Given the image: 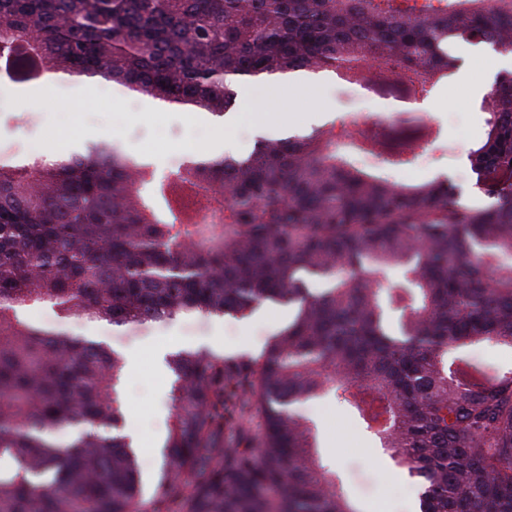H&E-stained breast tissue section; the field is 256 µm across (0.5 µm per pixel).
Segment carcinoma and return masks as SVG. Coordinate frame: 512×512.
Returning <instances> with one entry per match:
<instances>
[{"mask_svg": "<svg viewBox=\"0 0 512 512\" xmlns=\"http://www.w3.org/2000/svg\"><path fill=\"white\" fill-rule=\"evenodd\" d=\"M456 42L512 56V0H0V79L110 81L215 118L251 80L321 78L426 98ZM336 142V125L188 157L161 177L108 139L0 162V512H359L292 406L331 398L417 479L419 512H512V71L469 151L488 199L392 184L351 155L412 164L421 121ZM406 269V283L380 272ZM327 287L313 292L307 280ZM291 316L257 356L165 357L164 464L145 493L122 430L124 355L62 330L189 314ZM35 309L57 317L33 320ZM471 354L477 363L487 367L490 371L496 370L504 362H510V355H504L498 350L489 346H477L470 349Z\"/></svg>", "mask_w": 512, "mask_h": 512, "instance_id": "cac0c4a2", "label": "carcinoma"}]
</instances>
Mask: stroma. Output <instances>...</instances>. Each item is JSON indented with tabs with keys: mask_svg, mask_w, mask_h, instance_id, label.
<instances>
[{
	"mask_svg": "<svg viewBox=\"0 0 512 512\" xmlns=\"http://www.w3.org/2000/svg\"><path fill=\"white\" fill-rule=\"evenodd\" d=\"M494 75L491 68L475 69L471 56H464L459 71L424 101L383 97L373 86H348L337 76L322 79L312 88L289 81H254L250 108L236 109L230 127L199 114L153 110L145 107L143 99L117 91L107 98L97 89L63 92L55 83L13 92L5 89L0 91V155L23 157L28 146L38 144L48 145L53 152L65 150L84 143L90 130L95 138L118 141L166 173L187 157L212 149L245 153L259 136L256 118L260 115L272 126L287 119L296 133L332 120L351 124L379 114L430 115L443 137L428 146L413 166L391 170L380 159L364 156L356 157V165L381 172L400 185L423 183L437 175L478 203L482 197L466 158L483 132V90ZM288 314V307L265 304L246 319L190 315L124 331L77 319L66 330L125 354L124 427L136 434L140 465L145 479L151 481L162 463L159 443L168 414L164 355L199 347L257 355L287 322ZM298 411L316 425L321 451L336 470L337 484L361 512H402L404 499L416 496V484L390 465L375 441L334 400L311 401Z\"/></svg>",
	"mask_w": 512,
	"mask_h": 512,
	"instance_id": "35a3bbf8",
	"label": "stroma"
}]
</instances>
